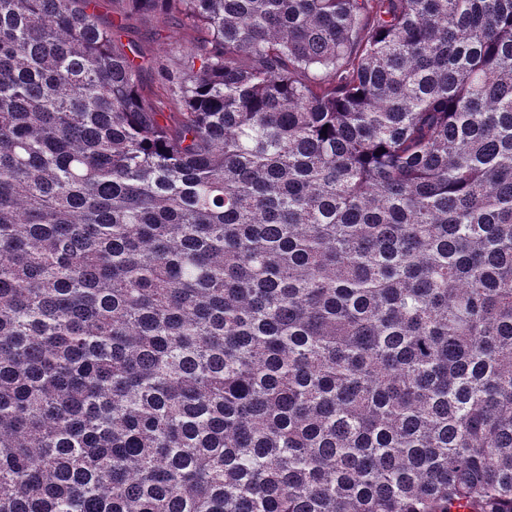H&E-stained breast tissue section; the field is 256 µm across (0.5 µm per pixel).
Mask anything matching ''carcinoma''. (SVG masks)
Wrapping results in <instances>:
<instances>
[{
    "label": "carcinoma",
    "mask_w": 512,
    "mask_h": 512,
    "mask_svg": "<svg viewBox=\"0 0 512 512\" xmlns=\"http://www.w3.org/2000/svg\"><path fill=\"white\" fill-rule=\"evenodd\" d=\"M0 0V512H512V0ZM126 25L129 29L124 31V43L133 37L139 41L147 57H161L169 63L178 62L198 36L194 30L179 26L166 15H156L145 21L132 20Z\"/></svg>",
    "instance_id": "1"
}]
</instances>
